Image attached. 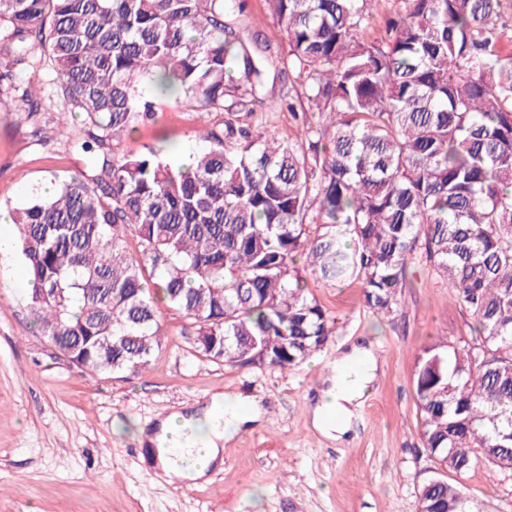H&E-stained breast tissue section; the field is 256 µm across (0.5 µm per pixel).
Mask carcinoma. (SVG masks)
<instances>
[{
    "instance_id": "carcinoma-1",
    "label": "carcinoma",
    "mask_w": 512,
    "mask_h": 512,
    "mask_svg": "<svg viewBox=\"0 0 512 512\" xmlns=\"http://www.w3.org/2000/svg\"><path fill=\"white\" fill-rule=\"evenodd\" d=\"M265 2L288 39L275 69L237 22L244 0H0V95L35 115L15 71L46 63L89 154L11 212L32 325L82 373L122 379L162 347L165 306L190 356L285 370L338 329L306 275L358 282L390 319L420 254L472 325L414 356L434 463L419 507L484 512L461 479L512 474V0H387L371 41L374 0ZM278 80L311 108L295 139L253 121ZM154 92L191 104L209 144L176 168L114 150Z\"/></svg>"
}]
</instances>
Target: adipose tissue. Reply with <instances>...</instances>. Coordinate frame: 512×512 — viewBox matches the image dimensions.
<instances>
[{"label": "adipose tissue", "instance_id": "ef3b65f1", "mask_svg": "<svg viewBox=\"0 0 512 512\" xmlns=\"http://www.w3.org/2000/svg\"><path fill=\"white\" fill-rule=\"evenodd\" d=\"M376 372V357L369 349L357 348L337 358L313 411V427L331 438L345 435ZM257 414L258 406L250 397L229 402L217 395L202 414L174 413L164 418L151 442L158 449L163 468L178 467L185 480L195 483L223 463L225 442L232 439L241 421Z\"/></svg>", "mask_w": 512, "mask_h": 512}]
</instances>
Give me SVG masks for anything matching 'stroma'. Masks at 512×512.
<instances>
[{"instance_id":"stroma-1","label":"stroma","mask_w":512,"mask_h":512,"mask_svg":"<svg viewBox=\"0 0 512 512\" xmlns=\"http://www.w3.org/2000/svg\"><path fill=\"white\" fill-rule=\"evenodd\" d=\"M242 26L257 28L278 61L283 30L265 0H245ZM39 83L33 119L0 112V211L26 203L52 174L84 169L85 155L66 138L38 139L36 130L77 128L54 92L53 75L23 72L19 84ZM293 109L255 104L275 136L292 139L294 112L307 111L302 93ZM199 120L186 104L159 101L155 120L124 138L121 152H138L161 133L172 164L205 149ZM20 256L0 258V512H418L417 493L433 467L420 436L412 382L414 354L431 338L466 335L469 314L423 260L411 265L393 319L371 314L359 284L333 287L309 281L316 299L336 318V336L304 364L281 372L212 363L190 356L184 320L162 309V349L145 370L125 381L83 375L35 334L24 289L14 281ZM375 350L379 370L341 441L322 436L311 413L324 378L352 345ZM253 395L258 421L244 425L224 448V464L187 486L145 470L138 429L209 400ZM463 491L485 512H512V476L481 465L462 480Z\"/></svg>"}]
</instances>
